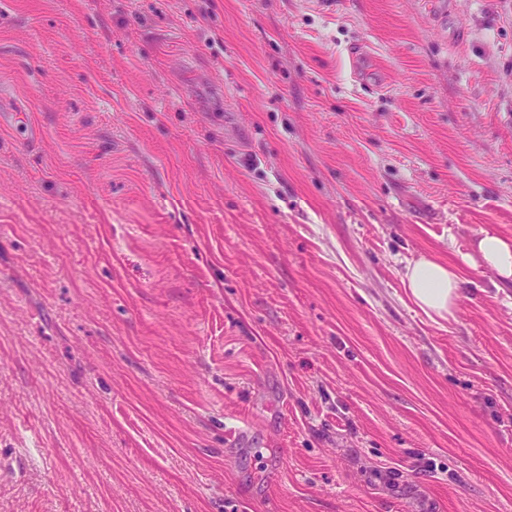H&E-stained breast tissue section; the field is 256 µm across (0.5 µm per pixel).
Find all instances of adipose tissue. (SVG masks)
Here are the masks:
<instances>
[{
  "instance_id": "obj_1",
  "label": "adipose tissue",
  "mask_w": 512,
  "mask_h": 512,
  "mask_svg": "<svg viewBox=\"0 0 512 512\" xmlns=\"http://www.w3.org/2000/svg\"><path fill=\"white\" fill-rule=\"evenodd\" d=\"M470 249L473 267L490 272L496 287L512 286V239L483 228ZM402 281L415 305L443 320L452 315L463 286L457 268L424 256L407 265Z\"/></svg>"
}]
</instances>
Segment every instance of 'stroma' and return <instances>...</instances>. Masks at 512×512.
I'll return each mask as SVG.
<instances>
[{
  "label": "stroma",
  "mask_w": 512,
  "mask_h": 512,
  "mask_svg": "<svg viewBox=\"0 0 512 512\" xmlns=\"http://www.w3.org/2000/svg\"><path fill=\"white\" fill-rule=\"evenodd\" d=\"M488 225L512 0H0V512H512ZM402 281L411 300L431 319L453 315L463 286L457 268L422 256L407 265Z\"/></svg>",
  "instance_id": "1"
}]
</instances>
